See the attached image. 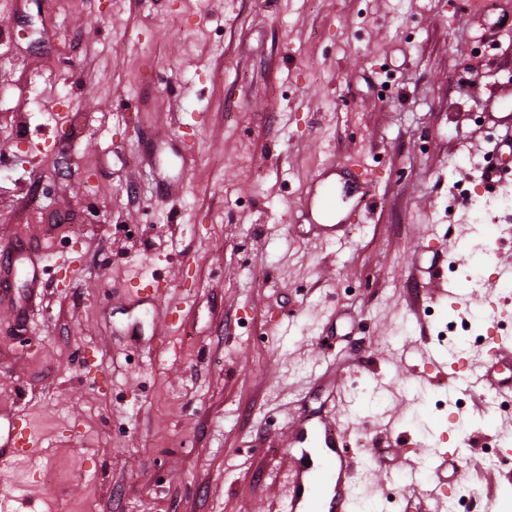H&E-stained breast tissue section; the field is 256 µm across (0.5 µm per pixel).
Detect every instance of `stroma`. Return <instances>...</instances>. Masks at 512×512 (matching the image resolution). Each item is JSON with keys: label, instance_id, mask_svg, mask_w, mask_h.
<instances>
[{"label": "stroma", "instance_id": "35a3bbf8", "mask_svg": "<svg viewBox=\"0 0 512 512\" xmlns=\"http://www.w3.org/2000/svg\"><path fill=\"white\" fill-rule=\"evenodd\" d=\"M509 80L512 0H0V246L48 269L0 297V427L35 439L6 512H275L288 426L326 410L354 512H416L393 480L468 435L448 493L485 491L512 449L482 381L512 339V183L481 177ZM331 170L375 183L327 238ZM336 186H326L316 200V208L321 217L322 223L311 224L320 233L335 237L336 232L341 228L342 221L336 224L335 208Z\"/></svg>", "mask_w": 512, "mask_h": 512}]
</instances>
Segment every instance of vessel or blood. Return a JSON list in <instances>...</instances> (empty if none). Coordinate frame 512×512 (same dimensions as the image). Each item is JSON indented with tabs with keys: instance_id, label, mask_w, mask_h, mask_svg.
Returning a JSON list of instances; mask_svg holds the SVG:
<instances>
[{
	"instance_id": "b4317fda",
	"label": "vessel or blood",
	"mask_w": 512,
	"mask_h": 512,
	"mask_svg": "<svg viewBox=\"0 0 512 512\" xmlns=\"http://www.w3.org/2000/svg\"><path fill=\"white\" fill-rule=\"evenodd\" d=\"M335 186H327L316 200L321 217L317 226L320 233L335 236ZM20 245L0 248V288L11 286L16 274V259L21 256ZM483 379L489 391L512 397V342L500 339L488 351ZM34 448L33 431L23 422L10 424L6 436H0V462L29 456ZM289 466L284 474L287 493L284 512H353V477L358 459L345 448L336 427L324 417L302 416L292 422L285 443ZM452 455H444L441 467L433 474L410 476L404 486L420 504H427L444 490L439 482L445 465L451 464Z\"/></svg>"
}]
</instances>
